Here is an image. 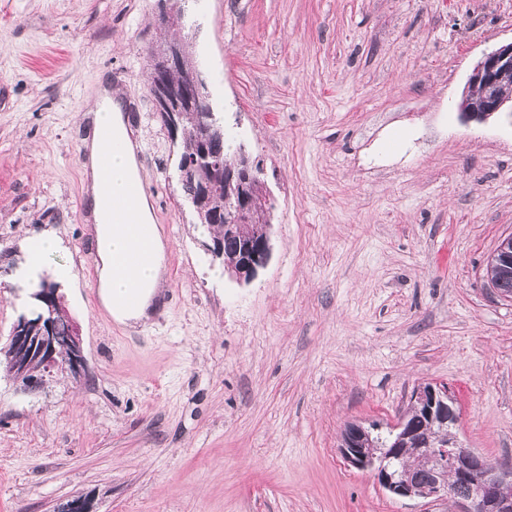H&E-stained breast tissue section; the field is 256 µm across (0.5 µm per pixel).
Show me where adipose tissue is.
Instances as JSON below:
<instances>
[{"mask_svg": "<svg viewBox=\"0 0 512 512\" xmlns=\"http://www.w3.org/2000/svg\"><path fill=\"white\" fill-rule=\"evenodd\" d=\"M91 113L93 126L108 124L114 136L125 144L122 153L112 154L106 160L102 157L97 134L87 135L82 141V171L85 189L92 204L98 294L101 305L115 321L133 327L150 319L165 283V241L162 233H155L156 256L152 267L133 269L122 276L115 272L113 256L132 247L133 228L128 224L108 223L102 199L106 190H118L126 180L138 176L137 144L125 122L118 93L105 87L99 89ZM104 160L108 161L112 169V183L107 188L102 187L97 180L98 166ZM131 288L140 291V304L134 309L126 308L122 303L124 293Z\"/></svg>", "mask_w": 512, "mask_h": 512, "instance_id": "adipose-tissue-1", "label": "adipose tissue"}]
</instances>
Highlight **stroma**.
<instances>
[{
    "label": "stroma",
    "instance_id": "obj_1",
    "mask_svg": "<svg viewBox=\"0 0 512 512\" xmlns=\"http://www.w3.org/2000/svg\"><path fill=\"white\" fill-rule=\"evenodd\" d=\"M0 0V338L42 276L85 365L25 392L0 369V512H451L398 500L339 452L447 385L461 441L512 463V300L485 268L512 234V116L455 104L512 41V0ZM192 49L215 112L260 161L272 254L237 283L180 195L147 55ZM119 90L168 239L145 327L98 302L82 182L86 104ZM65 278H57L59 268Z\"/></svg>",
    "mask_w": 512,
    "mask_h": 512
}]
</instances>
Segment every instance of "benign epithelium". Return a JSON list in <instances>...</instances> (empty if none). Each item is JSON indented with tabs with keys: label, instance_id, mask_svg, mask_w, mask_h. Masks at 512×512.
Wrapping results in <instances>:
<instances>
[{
	"label": "benign epithelium",
	"instance_id": "benign-epithelium-1",
	"mask_svg": "<svg viewBox=\"0 0 512 512\" xmlns=\"http://www.w3.org/2000/svg\"><path fill=\"white\" fill-rule=\"evenodd\" d=\"M162 65L173 69L183 64L179 45H169L159 56ZM184 95L190 101L210 103V92L202 73L192 68L184 73ZM457 110L469 121L483 122L495 114L512 113V41L503 43L485 53L474 64ZM211 139H203L201 153L185 160L182 176H187L200 161H208L224 174V180L233 186L236 197L237 217L247 215L250 181H235V169L223 162V151L210 149ZM271 255L270 225H264L263 235L240 246L234 261H224V271L238 281H253L264 268ZM42 304L38 321V335L29 333L28 319L19 318L10 333L6 350L9 351V373L28 391L41 387L53 374L68 369L74 373L84 365L82 339L75 322H70L68 333L60 335L55 319V306L51 289L42 288L33 293ZM38 365L40 376L32 375L31 367ZM411 403L424 413L430 422L457 425L459 413L455 399L445 385L425 384L414 389ZM367 435L364 426L350 424L341 436L340 453L352 467L369 470L379 486L393 496L404 499L439 500L454 496V512H512V465L492 464L479 452L466 448L458 439L438 446L430 441H417L414 449L439 461L436 479L429 484H419L392 471L390 457H378L363 448ZM451 461L457 481L469 484L476 491L458 497L447 481V464Z\"/></svg>",
	"mask_w": 512,
	"mask_h": 512
}]
</instances>
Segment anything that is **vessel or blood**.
Segmentation results:
<instances>
[{"label": "vessel or blood", "mask_w": 512, "mask_h": 512, "mask_svg": "<svg viewBox=\"0 0 512 512\" xmlns=\"http://www.w3.org/2000/svg\"><path fill=\"white\" fill-rule=\"evenodd\" d=\"M151 187L145 179L129 181L122 193L107 197L106 208L109 221L113 224L135 225V245L132 250L116 256L114 266L117 272H125L138 266L151 263L153 254L151 238L153 230L151 225L141 224L137 221V203L141 197L150 195Z\"/></svg>", "instance_id": "obj_1"}]
</instances>
